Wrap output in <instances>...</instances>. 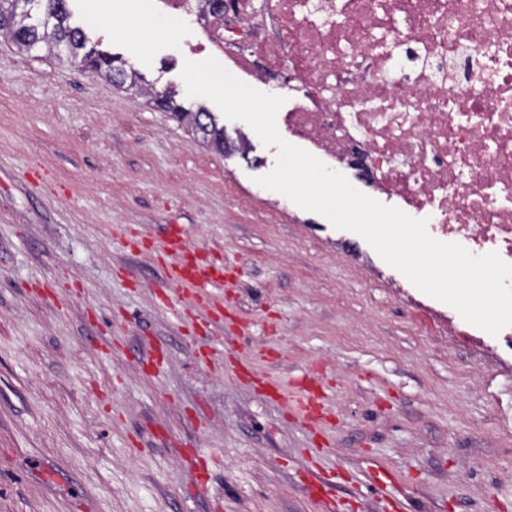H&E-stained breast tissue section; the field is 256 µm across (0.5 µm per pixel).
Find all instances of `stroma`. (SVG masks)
<instances>
[{"instance_id": "1", "label": "stroma", "mask_w": 512, "mask_h": 512, "mask_svg": "<svg viewBox=\"0 0 512 512\" xmlns=\"http://www.w3.org/2000/svg\"><path fill=\"white\" fill-rule=\"evenodd\" d=\"M188 97L178 24L67 0ZM145 98L0 35V512H512V360ZM225 270L172 283L170 230ZM319 395L310 415L301 387Z\"/></svg>"}]
</instances>
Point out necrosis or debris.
<instances>
[{
	"mask_svg": "<svg viewBox=\"0 0 512 512\" xmlns=\"http://www.w3.org/2000/svg\"><path fill=\"white\" fill-rule=\"evenodd\" d=\"M189 19L181 43L244 81L294 92L282 127L435 239L512 264V0H127Z\"/></svg>",
	"mask_w": 512,
	"mask_h": 512,
	"instance_id": "4bbe7bcc",
	"label": "necrosis or debris"
}]
</instances>
